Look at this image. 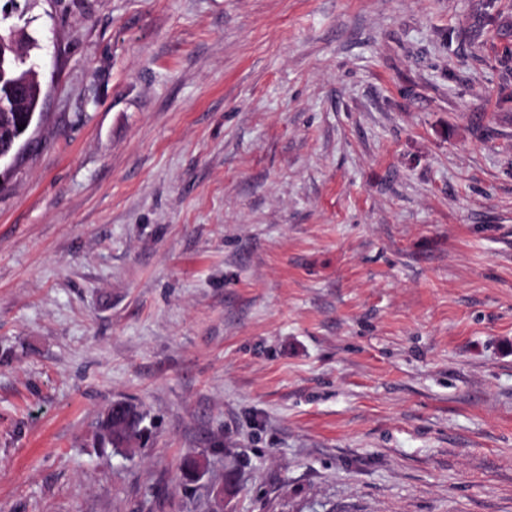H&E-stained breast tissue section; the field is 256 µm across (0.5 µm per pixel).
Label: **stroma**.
<instances>
[{
  "instance_id": "obj_1",
  "label": "stroma",
  "mask_w": 512,
  "mask_h": 512,
  "mask_svg": "<svg viewBox=\"0 0 512 512\" xmlns=\"http://www.w3.org/2000/svg\"><path fill=\"white\" fill-rule=\"evenodd\" d=\"M13 23L0 512H512V0ZM141 421V414L132 406H127L122 414H115L113 407H109L100 424L97 445L100 448L129 445L140 435Z\"/></svg>"
}]
</instances>
